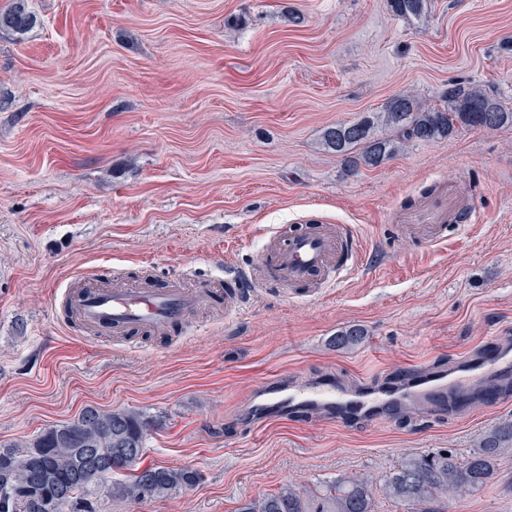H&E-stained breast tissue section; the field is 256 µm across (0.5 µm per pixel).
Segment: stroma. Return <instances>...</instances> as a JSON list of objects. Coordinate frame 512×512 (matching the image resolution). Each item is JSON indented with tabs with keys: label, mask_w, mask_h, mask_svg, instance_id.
Segmentation results:
<instances>
[{
	"label": "stroma",
	"mask_w": 512,
	"mask_h": 512,
	"mask_svg": "<svg viewBox=\"0 0 512 512\" xmlns=\"http://www.w3.org/2000/svg\"><path fill=\"white\" fill-rule=\"evenodd\" d=\"M0 34V445L86 407L152 422L144 464L199 483L99 512H236L285 485L383 476L409 455H467L512 420L499 407L429 423L312 417L255 428L269 377L390 382L512 340V129H462L351 173L323 128L403 92L439 105L452 80L512 107V0H28ZM301 23L289 22V13ZM456 190L463 222L417 215ZM345 224L357 269L318 294L256 286L243 311L208 303L188 327L135 342L69 319L63 293L121 282L224 290L259 266L272 231ZM366 330L337 348L340 328ZM500 480L448 512H512ZM32 23L27 0H13L10 7L0 13V32L23 33ZM389 7L393 14L405 19H418L428 11V0H389Z\"/></svg>",
	"instance_id": "1"
}]
</instances>
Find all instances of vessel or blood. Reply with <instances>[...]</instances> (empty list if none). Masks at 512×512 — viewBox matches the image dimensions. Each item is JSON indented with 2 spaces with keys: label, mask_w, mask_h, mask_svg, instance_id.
Wrapping results in <instances>:
<instances>
[{
  "label": "vessel or blood",
  "mask_w": 512,
  "mask_h": 512,
  "mask_svg": "<svg viewBox=\"0 0 512 512\" xmlns=\"http://www.w3.org/2000/svg\"><path fill=\"white\" fill-rule=\"evenodd\" d=\"M280 236L281 244L265 253L258 273L238 274V287L225 289V312H235L245 303L247 285L312 282L322 288L355 268L348 259L353 245L346 233L334 234L323 225L308 224L281 231ZM210 296L207 289L187 293L175 279L164 288H85L68 294L67 301L85 325L122 339L138 328L164 332L186 324ZM510 388L512 345L495 339L482 353L460 356L448 368L415 366L401 381L389 384L363 379L347 386L326 379L296 386L272 378L252 412L264 421L321 414L341 423L360 417L380 421L420 410L429 415L451 412L462 416L477 400L488 407L499 406Z\"/></svg>",
  "instance_id": "vessel-or-blood-1"
}]
</instances>
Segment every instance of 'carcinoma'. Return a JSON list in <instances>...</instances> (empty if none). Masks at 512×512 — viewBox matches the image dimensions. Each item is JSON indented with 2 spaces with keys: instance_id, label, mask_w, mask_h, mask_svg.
I'll use <instances>...</instances> for the list:
<instances>
[{
  "instance_id": "1",
  "label": "carcinoma",
  "mask_w": 512,
  "mask_h": 512,
  "mask_svg": "<svg viewBox=\"0 0 512 512\" xmlns=\"http://www.w3.org/2000/svg\"><path fill=\"white\" fill-rule=\"evenodd\" d=\"M393 14L418 19L429 0H388ZM33 23L27 0H12L0 13V32L22 33ZM388 130L383 135L377 127ZM512 127V108L505 107L490 88L469 81H452L443 105L425 106L401 93L382 112L350 123L325 127L322 147L340 158L352 172L377 167L417 142L446 140L462 128L498 130ZM356 326L340 329L336 346L361 342ZM149 423L127 408H85L76 418L43 429L20 448H0V499L23 490L16 512H95L96 496L139 504L193 487L197 471L187 468L141 466ZM512 448V422L480 436L464 457L441 453L405 457L389 474L328 484L318 504L293 485L241 502L236 512H379L380 499L407 506L410 512H448L447 497L463 496L494 482L498 460ZM128 474L125 479L114 476Z\"/></svg>"
}]
</instances>
